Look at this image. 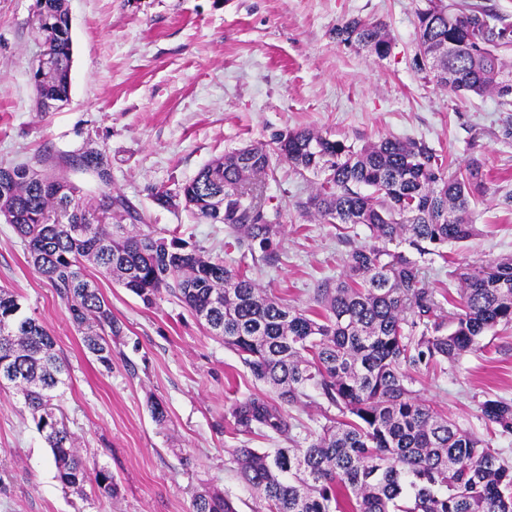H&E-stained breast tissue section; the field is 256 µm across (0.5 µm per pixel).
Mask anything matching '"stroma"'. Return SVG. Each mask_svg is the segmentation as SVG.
Here are the masks:
<instances>
[{"instance_id": "stroma-1", "label": "stroma", "mask_w": 512, "mask_h": 512, "mask_svg": "<svg viewBox=\"0 0 512 512\" xmlns=\"http://www.w3.org/2000/svg\"><path fill=\"white\" fill-rule=\"evenodd\" d=\"M426 0H68L72 33L69 97L39 111L30 81L42 38L36 0H0V165L61 173L85 195L101 184L68 164L81 149L103 153L113 194L142 213L144 231L177 236L204 254L225 252L220 224L158 208L157 190H176L213 159L276 131L311 128L360 146L385 137L422 140L453 167L484 163L472 206L479 233L448 244L447 259H422L435 294L455 288L453 262L512 257V104L494 96L461 100L417 70L416 14ZM385 24L393 38L383 59L337 42L341 21ZM312 174L279 165L266 183L285 221L260 287L307 307L316 288L343 275L351 243L335 225L300 217L296 201ZM96 282L123 326L112 339V366L85 353L65 304L29 263L11 225L0 222V289L18 295L42 321L70 378L57 392L75 445L88 465L109 470L117 492L95 483L61 485L49 446L13 389H0V512H191L196 493L218 490L239 512H264L235 472L233 451L273 448L272 440L233 431L236 401L263 394L238 354L168 296L145 305L111 277ZM413 390L489 439L512 465V435L489 436L485 400H512V328L484 336L481 350L444 370L418 374ZM161 402L165 423L151 414Z\"/></svg>"}]
</instances>
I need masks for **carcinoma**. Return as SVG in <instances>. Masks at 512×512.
Here are the masks:
<instances>
[{
    "label": "carcinoma",
    "instance_id": "1",
    "mask_svg": "<svg viewBox=\"0 0 512 512\" xmlns=\"http://www.w3.org/2000/svg\"><path fill=\"white\" fill-rule=\"evenodd\" d=\"M38 2L34 24L44 50L31 81L45 111L46 102L68 99L72 37L66 0ZM417 34L416 66L458 98L512 97V69L499 57V50L512 47L511 23L485 8L427 0L417 13ZM334 35L379 58L392 49L378 21L349 18ZM281 163L323 177L295 204L300 214L339 225L346 244L359 226L372 239L351 247L346 273L323 282L304 310L258 287L248 265H227L176 236L128 233L125 222L145 218L112 194L109 161L97 151L71 158L103 185L90 201L62 176L0 165V219L13 226L30 263L65 303L84 350L103 367L112 368L107 337L119 335L121 326L88 277L87 262L147 305L163 291L175 298L238 353L255 380L274 390L271 401L252 395L233 405L237 432L288 436L294 427L288 408L312 391L337 410L303 447L237 449V473L268 512H512V467L411 388L422 370L476 352L488 331L512 326L511 257L465 265L458 297L442 302L419 264L427 255L446 261L440 247L477 235L471 203L484 185V163L473 158L451 171L424 141L385 137L355 147L301 128L224 154L178 192L157 191L154 202L224 225L225 248L255 265L268 263L283 213L268 209L263 189ZM393 243L407 249L389 248ZM446 303L455 309L450 321ZM66 374L49 329L1 289L0 387H16L39 415L63 485L92 477L111 495L112 474L104 468L89 473L52 411ZM482 415L498 432L512 434V401L488 399ZM192 512L238 509L230 498L206 491L194 497Z\"/></svg>",
    "mask_w": 512,
    "mask_h": 512
}]
</instances>
